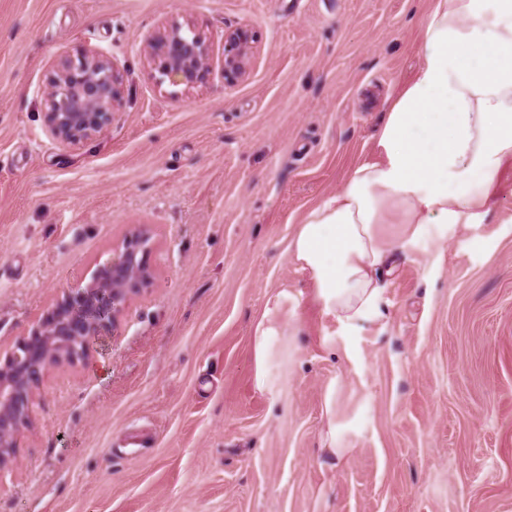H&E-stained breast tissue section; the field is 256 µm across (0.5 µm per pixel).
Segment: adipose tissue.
I'll list each match as a JSON object with an SVG mask.
<instances>
[{
  "label": "adipose tissue",
  "instance_id": "obj_1",
  "mask_svg": "<svg viewBox=\"0 0 512 512\" xmlns=\"http://www.w3.org/2000/svg\"><path fill=\"white\" fill-rule=\"evenodd\" d=\"M418 53L369 157L288 243L322 314L347 328L380 317L383 276L431 228L450 235L485 223L496 179L512 169V0H431ZM384 224L403 232L388 239ZM292 299L272 293L253 328L255 388L272 398V348L288 333Z\"/></svg>",
  "mask_w": 512,
  "mask_h": 512
}]
</instances>
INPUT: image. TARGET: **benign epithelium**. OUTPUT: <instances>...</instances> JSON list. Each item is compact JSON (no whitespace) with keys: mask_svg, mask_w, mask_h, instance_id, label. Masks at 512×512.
Masks as SVG:
<instances>
[{"mask_svg":"<svg viewBox=\"0 0 512 512\" xmlns=\"http://www.w3.org/2000/svg\"><path fill=\"white\" fill-rule=\"evenodd\" d=\"M251 42L244 29L224 34L225 81L244 74ZM145 52L163 76L188 88L212 67L209 41L198 32L186 35L179 24L151 32ZM119 80L114 65L101 56L59 59L43 90L51 136L65 146H77L110 126L120 107ZM151 249L152 237L145 229L125 238L117 256L98 268L84 287L63 292L0 363V469L20 447L48 370L60 360L86 361L91 340L115 324L130 297L150 283Z\"/></svg>","mask_w":512,"mask_h":512,"instance_id":"7a95c632","label":"benign epithelium"}]
</instances>
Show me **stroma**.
Segmentation results:
<instances>
[{
    "label": "stroma",
    "mask_w": 512,
    "mask_h": 512,
    "mask_svg": "<svg viewBox=\"0 0 512 512\" xmlns=\"http://www.w3.org/2000/svg\"><path fill=\"white\" fill-rule=\"evenodd\" d=\"M430 0H0V362L148 228L150 284L87 362L45 376L0 512H512V171L486 224L431 231L345 331L286 251L369 155ZM192 24L209 75L160 81L143 41ZM253 36L224 80L225 32ZM99 54L122 106L61 145L43 88ZM285 288L277 398L252 331ZM336 416V458L321 448Z\"/></svg>",
    "instance_id": "obj_1"
}]
</instances>
